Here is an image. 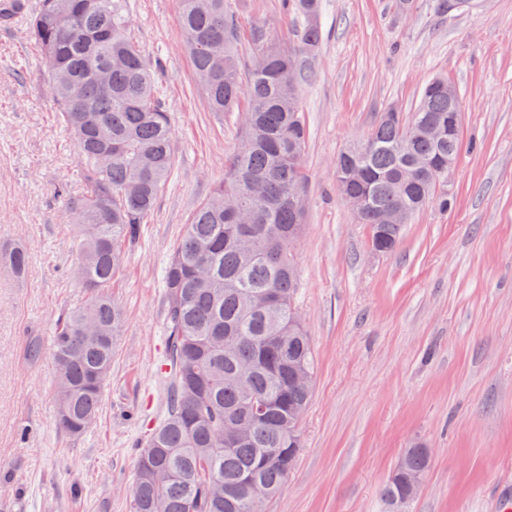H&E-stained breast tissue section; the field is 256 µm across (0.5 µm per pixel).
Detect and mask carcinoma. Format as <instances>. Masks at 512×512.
Instances as JSON below:
<instances>
[{"label":"carcinoma","instance_id":"1","mask_svg":"<svg viewBox=\"0 0 512 512\" xmlns=\"http://www.w3.org/2000/svg\"><path fill=\"white\" fill-rule=\"evenodd\" d=\"M179 25L212 112L239 111L240 139L209 197L192 214L162 271L167 413L137 462L133 512H251L273 501L295 469L309 406L314 351L294 297L299 278L288 238L306 217L307 131L301 63L321 37L320 0H283L303 26L297 46L270 28L244 32L226 0H179ZM129 0H41L26 35L48 69V90L78 149L84 193L69 202L78 237L76 280L84 307L61 313L53 333L57 423L79 437L95 423L112 373L123 311L112 280L147 223L175 165L173 135L156 66L128 25ZM255 60L242 72L241 39ZM457 89L438 78L410 114L381 113L371 135L336 159L344 196H363L359 223L373 249L393 251L404 224L435 201L461 138H448ZM29 257L0 250V265L24 277ZM429 455L409 448L381 489L393 509L407 477L425 475Z\"/></svg>","mask_w":512,"mask_h":512}]
</instances>
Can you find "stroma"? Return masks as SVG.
Instances as JSON below:
<instances>
[{"instance_id":"obj_1","label":"stroma","mask_w":512,"mask_h":512,"mask_svg":"<svg viewBox=\"0 0 512 512\" xmlns=\"http://www.w3.org/2000/svg\"><path fill=\"white\" fill-rule=\"evenodd\" d=\"M241 29L295 44L281 0H228ZM179 0H129L131 32L159 62L176 164L127 250L112 297L124 322L89 432L56 424L54 322L85 305L71 270L68 196L82 192L27 14L0 20V512H132L137 456L167 412L161 271L191 213L224 178L240 116L209 111L179 27ZM303 63L308 128L296 309L315 352L298 462L269 512H387L380 488L406 449L430 467L409 512H512V0L441 11L438 0H322ZM445 77L464 101L451 208L431 203L390 253L336 186V157L389 109L413 111ZM67 195H59V186ZM39 357L29 355L31 345ZM29 263V257L20 247L1 248L0 265L15 278L24 277Z\"/></svg>"}]
</instances>
